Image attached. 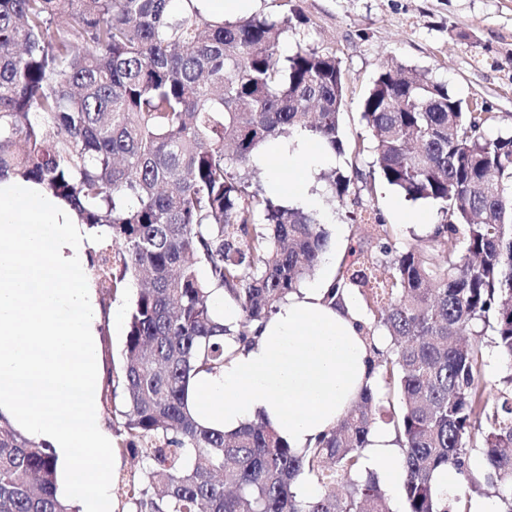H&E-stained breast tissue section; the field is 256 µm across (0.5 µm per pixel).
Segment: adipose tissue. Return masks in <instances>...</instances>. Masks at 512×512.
Listing matches in <instances>:
<instances>
[{"instance_id":"obj_1","label":"adipose tissue","mask_w":512,"mask_h":512,"mask_svg":"<svg viewBox=\"0 0 512 512\" xmlns=\"http://www.w3.org/2000/svg\"><path fill=\"white\" fill-rule=\"evenodd\" d=\"M98 230L43 185L0 177V416L48 446L57 496L73 512H112V433L98 410L103 309L86 274ZM326 284L289 295L257 343L197 374L188 404L226 433L266 421L303 450L372 381V346L354 306L334 308ZM394 435L375 429L366 469L400 472Z\"/></svg>"}]
</instances>
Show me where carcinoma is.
Segmentation results:
<instances>
[{"instance_id": "cac0c4a2", "label": "carcinoma", "mask_w": 512, "mask_h": 512, "mask_svg": "<svg viewBox=\"0 0 512 512\" xmlns=\"http://www.w3.org/2000/svg\"><path fill=\"white\" fill-rule=\"evenodd\" d=\"M291 2L277 17L230 21L206 18L197 0H0V176L42 184L103 228L98 287L112 295L143 281L123 364L100 394L107 410L122 393L121 448L147 463L118 480L119 497L127 512H390L363 467L382 422L401 451L405 512H468L462 494L436 486L448 468L512 512V134L488 137L504 116L400 64L364 97L373 147L363 169L364 136L341 137L336 53L280 51ZM295 135L348 154L351 174L327 176L340 202L377 174L441 216L398 248L376 215L349 247L325 301L358 291L360 328L385 347L374 383L299 452L262 421L226 434L187 404L190 380L232 355L224 338L253 344L331 248L316 214L277 203L249 175L260 150ZM217 291L239 323L216 318ZM487 345L510 368L492 404ZM302 475L315 496L295 492ZM55 481L48 449L0 417V512H72Z\"/></svg>"}]
</instances>
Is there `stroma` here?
<instances>
[{
  "instance_id": "stroma-1",
  "label": "stroma",
  "mask_w": 512,
  "mask_h": 512,
  "mask_svg": "<svg viewBox=\"0 0 512 512\" xmlns=\"http://www.w3.org/2000/svg\"><path fill=\"white\" fill-rule=\"evenodd\" d=\"M300 18L281 42L335 52L347 83L342 117L345 140L364 133L363 97L384 66L402 63L445 83L464 100L478 99L503 115L494 134L512 130V0H295ZM362 199L394 228L398 247L412 243L440 220L428 201H410L382 179ZM302 207L318 213L333 248L311 284L332 279L351 243L365 233L346 216L326 181L314 178Z\"/></svg>"
}]
</instances>
